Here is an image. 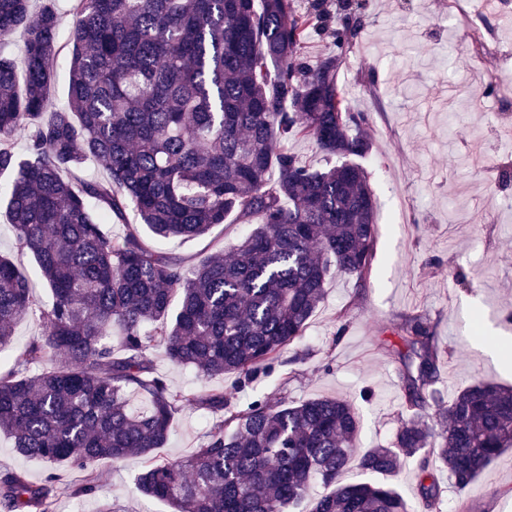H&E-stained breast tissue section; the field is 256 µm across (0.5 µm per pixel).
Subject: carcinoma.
Here are the masks:
<instances>
[{
  "label": "carcinoma",
  "instance_id": "obj_1",
  "mask_svg": "<svg viewBox=\"0 0 512 512\" xmlns=\"http://www.w3.org/2000/svg\"><path fill=\"white\" fill-rule=\"evenodd\" d=\"M0 0V176L17 248L32 255L52 301L41 334L0 371V432L15 451L48 466L40 483L0 474L4 512H52L70 489L56 468L150 459L137 488L172 512H286L318 479L309 512H410L395 488L343 482L355 464L396 472L413 458L427 512L441 488L431 466L463 491L512 448V387L476 381L450 400L436 388L444 351L427 315L400 326L405 418L387 448H358L353 406L319 397L254 400L239 407L222 389L176 391L147 357L243 391L302 340L330 269L364 279L375 256L376 204L356 159L370 149L371 115L338 79L364 29L368 0H70L73 22L67 104L48 90L63 50L54 0ZM23 34L24 69L1 49ZM314 35L334 50L311 65ZM22 135L24 157L13 150ZM314 140L331 164L314 169L290 151ZM105 181H80L88 159ZM134 210L157 239L197 238L230 217L252 229L233 257L188 270L147 245L135 224L114 237L105 225ZM177 311H172L174 300ZM34 305L28 281L0 255V347ZM54 365L38 373L45 359ZM138 393L147 409L133 412ZM184 407L219 415L199 448L154 460Z\"/></svg>",
  "mask_w": 512,
  "mask_h": 512
}]
</instances>
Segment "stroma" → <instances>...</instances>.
Instances as JSON below:
<instances>
[{
    "label": "stroma",
    "instance_id": "1",
    "mask_svg": "<svg viewBox=\"0 0 512 512\" xmlns=\"http://www.w3.org/2000/svg\"><path fill=\"white\" fill-rule=\"evenodd\" d=\"M448 2L370 0L339 79L354 86V106L372 116V148L360 160L377 204L372 270L362 280L333 271L296 345L306 358L233 392V402L343 398L359 414V446H386L405 400L397 331L417 313L430 317L444 352L438 386L445 398L477 379L512 385V135L501 133L512 124V107L501 103L512 80L489 93L477 83L487 57L512 72V0L489 9L471 0L479 21L470 28L458 26ZM248 231L245 224H219L206 236L163 247L192 267L221 251L232 254ZM0 253L28 278L37 306L47 305L38 266L18 251L2 211ZM148 357L172 389L202 394L232 385L231 377L172 363L163 348ZM211 424L206 410L177 412L156 459L190 454ZM145 467L136 456L100 461L95 492L60 494L54 512H95L102 500L122 512H168L165 503L139 494L135 479ZM436 476L440 512H512V449L465 492H457L447 470Z\"/></svg>",
    "mask_w": 512,
    "mask_h": 512
}]
</instances>
